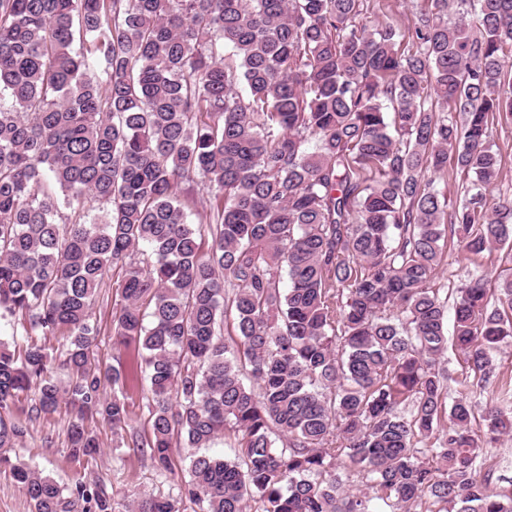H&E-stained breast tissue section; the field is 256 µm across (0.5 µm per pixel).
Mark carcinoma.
<instances>
[{
    "mask_svg": "<svg viewBox=\"0 0 512 512\" xmlns=\"http://www.w3.org/2000/svg\"><path fill=\"white\" fill-rule=\"evenodd\" d=\"M364 0H0V448L70 407V454L91 464L130 421L119 367L93 357L98 288L119 271L113 347L138 346L151 437L195 512H512L488 493L475 404L450 398L441 358L492 388L489 439L512 433V379L492 353L512 336L476 278L428 287L446 231L461 251L512 246L495 201L490 130L512 118V0H423L402 32ZM455 205L428 173L448 154ZM212 196L207 225L177 194ZM100 214L85 220L86 203ZM70 215H63V211ZM288 288L282 289V279ZM233 321L238 342L224 340ZM58 336L61 382L35 336ZM278 437L282 447L274 446ZM230 440V454L208 448ZM374 493L347 492L336 465ZM33 512H113L99 486L65 488L0 457ZM129 512H179L169 497Z\"/></svg>",
    "mask_w": 512,
    "mask_h": 512,
    "instance_id": "1",
    "label": "carcinoma"
}]
</instances>
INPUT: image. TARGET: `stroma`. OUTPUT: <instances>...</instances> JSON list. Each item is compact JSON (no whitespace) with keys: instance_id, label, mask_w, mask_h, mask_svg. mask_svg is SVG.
<instances>
[{"instance_id":"1","label":"stroma","mask_w":512,"mask_h":512,"mask_svg":"<svg viewBox=\"0 0 512 512\" xmlns=\"http://www.w3.org/2000/svg\"><path fill=\"white\" fill-rule=\"evenodd\" d=\"M474 275L485 276L492 292H499L506 281L512 280V256L499 250L469 256L460 252L456 244H449L430 285L447 293ZM117 282V276H110L106 287L99 289L93 309V317L101 327L94 357L106 365L128 356L127 350L112 347V314L120 302ZM145 387L142 380L137 385L127 386L130 421L122 433H113L111 425L101 418L87 420V428L96 434L100 443L93 465L83 466L70 455L66 433L72 414L66 408L29 424L17 448L21 459L41 475L65 487L71 486L74 477L79 475L87 483L104 485L112 503L121 506L139 498L161 495L178 500L181 512H193V504L180 497L181 476L188 465L187 449L175 452L172 471L159 472L143 462L131 448L133 440H145L151 434ZM481 461L484 470L493 474L491 491H512V437L502 438L484 449Z\"/></svg>"}]
</instances>
